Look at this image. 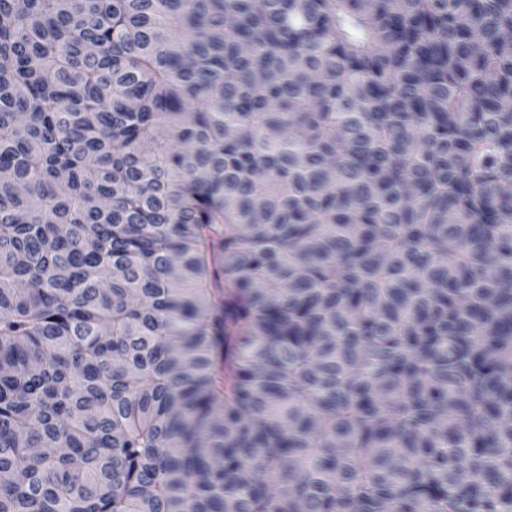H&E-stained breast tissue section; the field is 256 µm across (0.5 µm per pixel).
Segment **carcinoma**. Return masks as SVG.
Returning <instances> with one entry per match:
<instances>
[{"label": "carcinoma", "mask_w": 512, "mask_h": 512, "mask_svg": "<svg viewBox=\"0 0 512 512\" xmlns=\"http://www.w3.org/2000/svg\"><path fill=\"white\" fill-rule=\"evenodd\" d=\"M0 512H512V0H0Z\"/></svg>", "instance_id": "1"}]
</instances>
